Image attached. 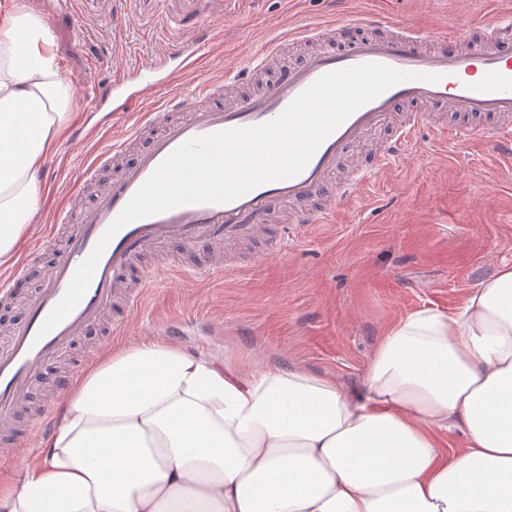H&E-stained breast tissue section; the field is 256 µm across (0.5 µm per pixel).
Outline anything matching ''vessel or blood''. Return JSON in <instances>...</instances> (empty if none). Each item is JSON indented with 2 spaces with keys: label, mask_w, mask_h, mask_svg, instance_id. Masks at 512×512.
<instances>
[{
  "label": "vessel or blood",
  "mask_w": 512,
  "mask_h": 512,
  "mask_svg": "<svg viewBox=\"0 0 512 512\" xmlns=\"http://www.w3.org/2000/svg\"><path fill=\"white\" fill-rule=\"evenodd\" d=\"M349 29L346 22L333 21L318 29L296 26L286 30L267 43L255 65L278 58L291 40H320L324 46L281 70L259 94L229 104L221 103L220 98L225 85L243 81L237 70L200 82L185 100L176 103L157 97L152 81L124 100L120 106L124 112L150 99L155 109L143 113L137 126L114 132L99 162L123 154L146 127L154 125L158 131L112 176L104 192L81 208L60 255L40 287L28 295L25 317L0 341V423L10 421L28 403L45 363L60 358L87 330L108 317L112 333L124 331L162 274L150 265L160 247L172 242L187 247L206 242L221 249L242 239L261 237L268 252H279L287 234H300L309 224L330 222L337 204L357 196L376 176L379 165L415 147L418 132L434 112L458 114L463 119L459 135L480 136L493 148L512 155V128L497 124L476 128L465 122L474 115H512V12L474 24L479 46L470 51L458 49V35L415 25H389L381 37L352 38ZM199 51V44H184L167 59L146 63L144 69L152 74L165 72L167 83L173 84L186 71L197 68ZM367 63L432 73L440 80L402 82L363 104L293 177L263 183L227 203L180 205L109 233V226L156 168L186 141L270 122L320 77ZM377 131L384 137L375 165L357 167L347 181L332 186L346 150ZM102 239L107 245L83 298L57 327L40 334L41 325L61 301L76 270ZM135 263L141 264L142 275L138 287L128 291L123 284ZM118 298L123 301V313L114 318L110 311Z\"/></svg>",
  "instance_id": "1"
}]
</instances>
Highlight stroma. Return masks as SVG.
<instances>
[{
  "instance_id": "obj_1",
  "label": "stroma",
  "mask_w": 512,
  "mask_h": 512,
  "mask_svg": "<svg viewBox=\"0 0 512 512\" xmlns=\"http://www.w3.org/2000/svg\"><path fill=\"white\" fill-rule=\"evenodd\" d=\"M48 22L63 74L90 96L113 80L133 91L142 64L176 46L208 38L203 73L217 76L250 62L287 24L315 27L333 17L369 12L395 23L460 32L472 20H493L512 0H112V15H77L73 0H24ZM114 104L74 113L40 175L34 223H53L70 193L91 200L111 178L104 168L85 184L81 173L110 143ZM96 132L73 140L81 126ZM248 266L223 280L165 277L130 323L126 343L161 340L231 364L300 368L358 382L387 330L417 310L458 308L469 288L512 266V168L479 138L468 142L421 134L420 150L393 161L359 196L338 204L330 223L308 226L274 255L263 242L235 244ZM78 351L47 363L37 395L12 431L26 454L0 464V481L20 480L46 436L34 427L42 404L61 403L60 383Z\"/></svg>"
}]
</instances>
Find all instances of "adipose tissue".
Wrapping results in <instances>:
<instances>
[{
  "mask_svg": "<svg viewBox=\"0 0 512 512\" xmlns=\"http://www.w3.org/2000/svg\"><path fill=\"white\" fill-rule=\"evenodd\" d=\"M45 21L0 10V266L73 117ZM461 431L464 445H446ZM0 512H512V267L463 308H425L360 381L215 362L165 342L106 351L73 382Z\"/></svg>",
  "mask_w": 512,
  "mask_h": 512,
  "instance_id": "obj_1",
  "label": "adipose tissue"
}]
</instances>
